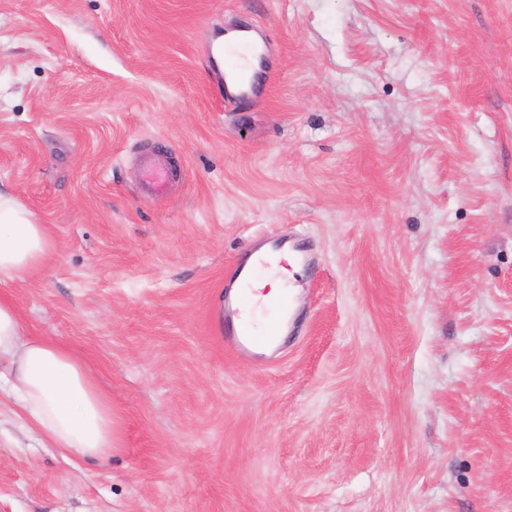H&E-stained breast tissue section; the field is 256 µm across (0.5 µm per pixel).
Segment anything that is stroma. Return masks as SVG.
Returning a JSON list of instances; mask_svg holds the SVG:
<instances>
[{
    "mask_svg": "<svg viewBox=\"0 0 512 512\" xmlns=\"http://www.w3.org/2000/svg\"><path fill=\"white\" fill-rule=\"evenodd\" d=\"M0 188L55 244L0 294L118 423L65 457L1 403L0 512H512V0H0ZM262 239L299 307L242 353ZM253 43L244 36L226 49L216 50V54L224 59V85L228 97L251 92L253 81H246L243 76L248 70V54L253 52Z\"/></svg>",
    "mask_w": 512,
    "mask_h": 512,
    "instance_id": "1",
    "label": "stroma"
}]
</instances>
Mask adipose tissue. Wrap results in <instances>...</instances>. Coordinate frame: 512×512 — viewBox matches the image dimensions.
<instances>
[{
	"label": "adipose tissue",
	"mask_w": 512,
	"mask_h": 512,
	"mask_svg": "<svg viewBox=\"0 0 512 512\" xmlns=\"http://www.w3.org/2000/svg\"><path fill=\"white\" fill-rule=\"evenodd\" d=\"M54 243L46 225L32 223L12 198L0 194V283L43 268ZM244 321L265 329L282 323L288 299L284 280L256 282ZM0 394L14 402L30 431L46 447L104 458L112 453V405L84 363L69 349L30 335L13 304L0 297Z\"/></svg>",
	"instance_id": "1"
}]
</instances>
